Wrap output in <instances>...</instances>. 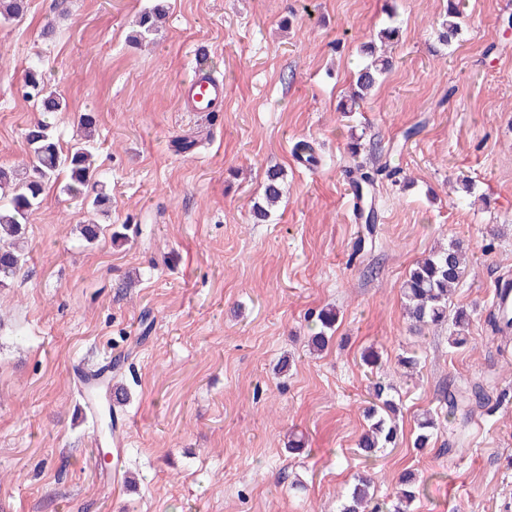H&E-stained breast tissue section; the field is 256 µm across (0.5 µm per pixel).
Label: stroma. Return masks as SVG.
<instances>
[{
	"label": "stroma",
	"instance_id": "35a3bbf8",
	"mask_svg": "<svg viewBox=\"0 0 512 512\" xmlns=\"http://www.w3.org/2000/svg\"><path fill=\"white\" fill-rule=\"evenodd\" d=\"M153 4L27 0L0 23V165L31 158L38 112L22 84L37 63L67 104L48 117L61 147L95 114L112 197L90 244L85 202L47 189L24 269L0 288V512H336L358 476L381 503L407 470L421 484L411 512H512V334L487 326L491 286L512 271V0H462L446 46L447 0H168L165 27L132 47ZM391 20V71L343 111L362 44ZM201 67L224 80L205 116L180 100ZM191 133L202 142L179 151ZM301 140L317 168L297 164ZM385 163L401 174L377 185L369 229L344 172ZM271 169L287 194L257 224ZM453 240L469 256L451 299L470 316L461 348L449 322L410 332L401 298L415 261ZM328 308L336 331L317 353ZM369 351L401 414L397 446L373 458L358 447ZM410 352L408 379L397 359ZM120 353L128 401L107 439L75 368ZM475 383L484 405L415 448L417 415ZM459 9L455 1L448 0V14L442 20L437 29V39L441 45H448L455 39L460 31V24L456 19L459 17Z\"/></svg>",
	"mask_w": 512,
	"mask_h": 512
}]
</instances>
